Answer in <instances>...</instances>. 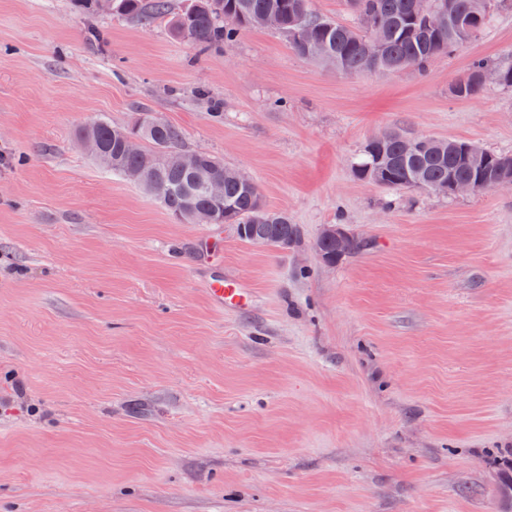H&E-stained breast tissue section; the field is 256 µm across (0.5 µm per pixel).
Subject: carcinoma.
<instances>
[{"mask_svg":"<svg viewBox=\"0 0 512 512\" xmlns=\"http://www.w3.org/2000/svg\"><path fill=\"white\" fill-rule=\"evenodd\" d=\"M496 0H454L458 20L481 35L492 18ZM357 23L344 24L321 15L312 8L311 0H187L179 12H172L171 0H113V12L129 17L144 26L169 17L173 35L197 45L202 51L222 50L236 42L243 30L257 29L256 21L269 13L280 15L279 31L288 38L291 50L304 55L305 45L315 44L336 56L337 70L388 73L405 68L424 72L440 56L454 52L458 45L448 28L434 29L425 24L423 15L414 8V0H346ZM303 13L307 27L293 33L298 13ZM386 20L390 28L383 36L381 54L372 59L366 55L365 42L371 23ZM494 75L502 86L512 87V64L494 66L485 58H474L466 75L455 82V97L476 99L483 92L488 75ZM118 128L98 119L78 130L98 140L110 155V170L123 177L132 171L145 170L144 184L162 192L161 204L172 215L180 214L187 223L201 213L224 217V223L243 225L238 237L246 242L274 241V247L288 249L299 243L301 229L292 223L288 213L273 210L264 202L258 186L240 171L224 165V160L207 154L197 169H181L166 165L163 153L183 148L182 130L160 121L142 131V147L138 152L125 149ZM459 140L419 138L411 147L405 136L391 132L376 143H367L354 173L361 179L394 190L420 184L438 186L456 178L480 177L491 184L500 178V161L512 155L484 150L480 163L474 165L456 149ZM205 169L224 178V201L213 200L200 175Z\"/></svg>","mask_w":512,"mask_h":512,"instance_id":"1","label":"carcinoma"}]
</instances>
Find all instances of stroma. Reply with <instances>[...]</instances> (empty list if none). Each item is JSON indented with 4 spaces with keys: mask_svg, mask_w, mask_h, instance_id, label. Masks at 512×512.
<instances>
[{
    "mask_svg": "<svg viewBox=\"0 0 512 512\" xmlns=\"http://www.w3.org/2000/svg\"><path fill=\"white\" fill-rule=\"evenodd\" d=\"M476 57L512 59V0L427 73L358 75L272 30L204 53L164 20L0 0V512H512V189L353 172L394 128L512 154V87L450 92ZM143 112L300 243L178 222L77 148ZM328 224L367 249L323 263ZM227 272L250 306L211 303Z\"/></svg>",
    "mask_w": 512,
    "mask_h": 512,
    "instance_id": "obj_1",
    "label": "stroma"
}]
</instances>
